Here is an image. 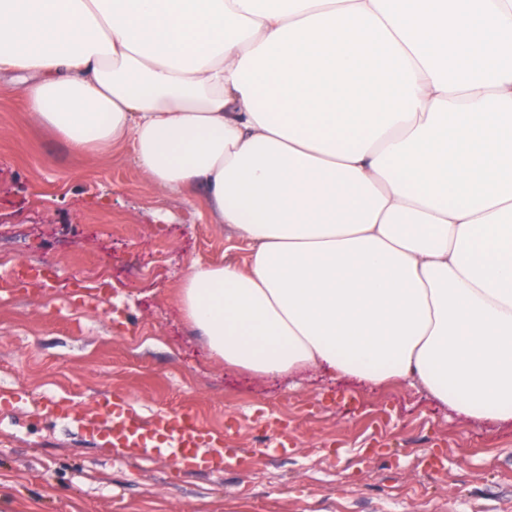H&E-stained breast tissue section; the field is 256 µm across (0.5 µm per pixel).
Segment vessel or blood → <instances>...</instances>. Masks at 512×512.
<instances>
[{
	"instance_id": "1",
	"label": "vessel or blood",
	"mask_w": 512,
	"mask_h": 512,
	"mask_svg": "<svg viewBox=\"0 0 512 512\" xmlns=\"http://www.w3.org/2000/svg\"><path fill=\"white\" fill-rule=\"evenodd\" d=\"M48 413L79 423L90 437L100 439L113 458H142L153 454L171 457L178 469L219 473L238 464L229 456L224 438L212 433L191 414L160 411L142 415L123 396L105 401L103 414L84 416L69 399L51 400Z\"/></svg>"
}]
</instances>
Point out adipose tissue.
I'll use <instances>...</instances> for the list:
<instances>
[{"label": "adipose tissue", "mask_w": 512, "mask_h": 512, "mask_svg": "<svg viewBox=\"0 0 512 512\" xmlns=\"http://www.w3.org/2000/svg\"><path fill=\"white\" fill-rule=\"evenodd\" d=\"M1 71L248 242L180 284L225 366L512 424V0H0Z\"/></svg>", "instance_id": "ef3b65f1"}]
</instances>
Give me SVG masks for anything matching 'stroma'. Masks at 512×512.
I'll return each mask as SVG.
<instances>
[{
  "label": "stroma",
  "mask_w": 512,
  "mask_h": 512,
  "mask_svg": "<svg viewBox=\"0 0 512 512\" xmlns=\"http://www.w3.org/2000/svg\"><path fill=\"white\" fill-rule=\"evenodd\" d=\"M130 146L79 154L0 78V512H512V426H476L427 393L257 380L210 357L178 285L192 261L247 265L250 247L203 198L161 192ZM44 270L40 285L21 278ZM123 395L225 434L247 465L182 473L116 461L38 402L84 411ZM287 440L281 458L263 455Z\"/></svg>",
  "instance_id": "stroma-1"
}]
</instances>
